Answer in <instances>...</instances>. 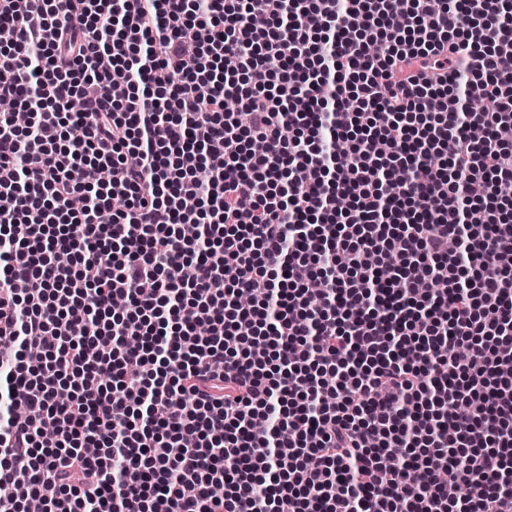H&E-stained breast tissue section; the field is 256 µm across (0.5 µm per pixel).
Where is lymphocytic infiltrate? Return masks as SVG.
<instances>
[{"instance_id": "lymphocytic-infiltrate-1", "label": "lymphocytic infiltrate", "mask_w": 512, "mask_h": 512, "mask_svg": "<svg viewBox=\"0 0 512 512\" xmlns=\"http://www.w3.org/2000/svg\"><path fill=\"white\" fill-rule=\"evenodd\" d=\"M505 11L0 0V512H512Z\"/></svg>"}]
</instances>
